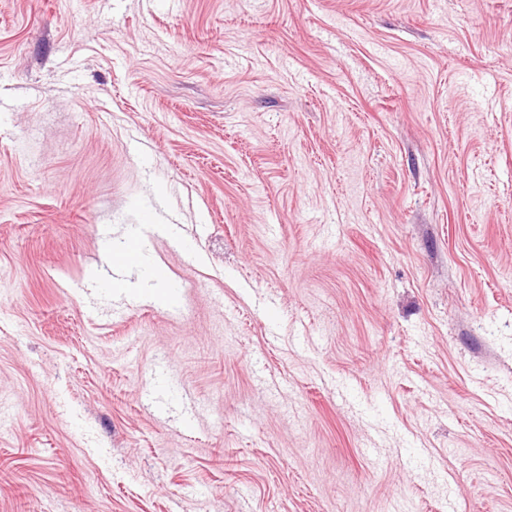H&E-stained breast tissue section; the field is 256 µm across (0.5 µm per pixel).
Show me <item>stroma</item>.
I'll use <instances>...</instances> for the list:
<instances>
[{
  "label": "stroma",
  "instance_id": "35a3bbf8",
  "mask_svg": "<svg viewBox=\"0 0 512 512\" xmlns=\"http://www.w3.org/2000/svg\"><path fill=\"white\" fill-rule=\"evenodd\" d=\"M0 512H512V0H0Z\"/></svg>",
  "mask_w": 512,
  "mask_h": 512
}]
</instances>
